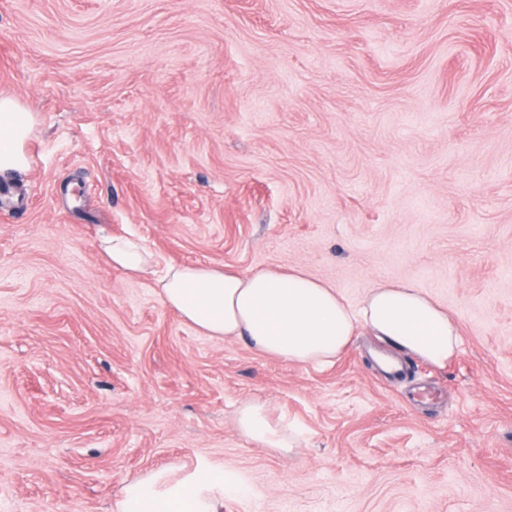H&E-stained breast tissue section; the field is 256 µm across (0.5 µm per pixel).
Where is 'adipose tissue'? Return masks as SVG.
I'll return each mask as SVG.
<instances>
[{
    "instance_id": "adipose-tissue-1",
    "label": "adipose tissue",
    "mask_w": 512,
    "mask_h": 512,
    "mask_svg": "<svg viewBox=\"0 0 512 512\" xmlns=\"http://www.w3.org/2000/svg\"><path fill=\"white\" fill-rule=\"evenodd\" d=\"M33 118L17 101L0 96V176L25 170V144ZM102 251L113 267L130 276L153 277L162 302L197 331L215 340L237 339L258 352L300 365L334 361L364 330L431 364L442 366L459 343L456 324L432 298L408 283L382 281L358 304L305 271L265 269L238 273L222 267L185 264L156 272L153 255L133 237H106ZM237 432L272 450L293 447L287 431L271 424L264 401L242 403ZM229 476L186 474L165 491L157 477L129 483L120 512H215L214 501Z\"/></svg>"
}]
</instances>
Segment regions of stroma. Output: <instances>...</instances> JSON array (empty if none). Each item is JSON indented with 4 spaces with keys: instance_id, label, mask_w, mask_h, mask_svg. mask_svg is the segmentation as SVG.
<instances>
[{
    "instance_id": "obj_1",
    "label": "stroma",
    "mask_w": 512,
    "mask_h": 512,
    "mask_svg": "<svg viewBox=\"0 0 512 512\" xmlns=\"http://www.w3.org/2000/svg\"><path fill=\"white\" fill-rule=\"evenodd\" d=\"M34 118L0 196V512H119L229 470L218 512H512V0H0ZM409 283L437 367L367 334L297 365L201 335L99 243ZM259 398L296 448L241 437Z\"/></svg>"
}]
</instances>
